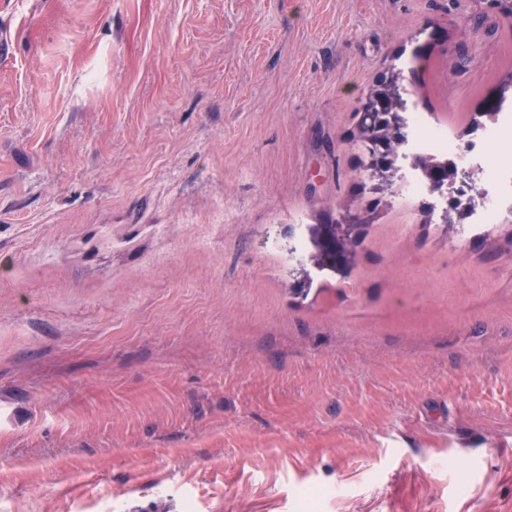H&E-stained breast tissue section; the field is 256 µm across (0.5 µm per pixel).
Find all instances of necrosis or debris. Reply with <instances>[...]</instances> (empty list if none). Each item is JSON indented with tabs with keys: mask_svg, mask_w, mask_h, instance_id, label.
Listing matches in <instances>:
<instances>
[{
	"mask_svg": "<svg viewBox=\"0 0 512 512\" xmlns=\"http://www.w3.org/2000/svg\"><path fill=\"white\" fill-rule=\"evenodd\" d=\"M403 119L405 139L397 165L398 190L405 199L428 200L438 212L458 204L466 222L478 226L512 222V99L501 102L496 121L472 130L464 140L437 126L418 106L406 110ZM426 156L454 163L470 191L434 188L419 164Z\"/></svg>",
	"mask_w": 512,
	"mask_h": 512,
	"instance_id": "1",
	"label": "necrosis or debris"
}]
</instances>
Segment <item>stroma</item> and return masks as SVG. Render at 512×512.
<instances>
[{
	"instance_id": "1",
	"label": "stroma",
	"mask_w": 512,
	"mask_h": 512,
	"mask_svg": "<svg viewBox=\"0 0 512 512\" xmlns=\"http://www.w3.org/2000/svg\"><path fill=\"white\" fill-rule=\"evenodd\" d=\"M464 134L512 75L473 0H0V512H512V226L349 140L390 68ZM343 224L336 220V224H319L316 228V243L321 253H326L332 258V263L339 267H347L345 263L337 256L339 245L351 239V231L357 228L359 221L353 216Z\"/></svg>"
}]
</instances>
